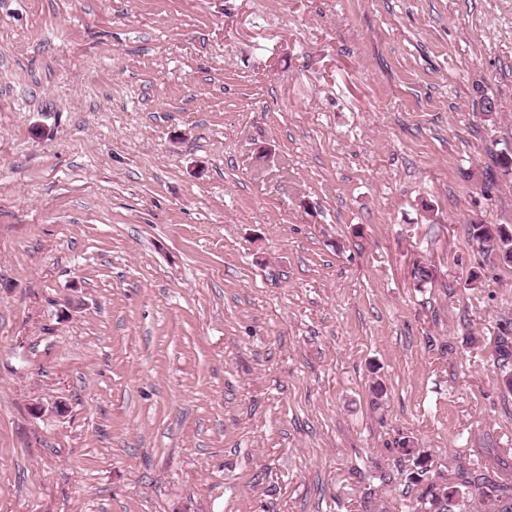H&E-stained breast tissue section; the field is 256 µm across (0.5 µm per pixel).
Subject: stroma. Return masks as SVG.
<instances>
[{
  "label": "stroma",
  "instance_id": "35a3bbf8",
  "mask_svg": "<svg viewBox=\"0 0 512 512\" xmlns=\"http://www.w3.org/2000/svg\"><path fill=\"white\" fill-rule=\"evenodd\" d=\"M507 147L512 0H0V512L512 480ZM469 238L484 257L504 265L512 264V225L511 224H470ZM500 257L504 260L500 261ZM493 364L503 387L512 393V324L504 322L495 337Z\"/></svg>",
  "mask_w": 512,
  "mask_h": 512
}]
</instances>
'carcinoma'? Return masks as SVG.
Here are the masks:
<instances>
[{
    "label": "carcinoma",
    "mask_w": 512,
    "mask_h": 512,
    "mask_svg": "<svg viewBox=\"0 0 512 512\" xmlns=\"http://www.w3.org/2000/svg\"><path fill=\"white\" fill-rule=\"evenodd\" d=\"M469 238L484 257L512 264L511 224H471ZM493 364L503 387L512 393V324H501L495 337ZM399 452L408 462L401 469L407 488L416 495L407 505L408 512H468L478 500L494 507V512H512V486L497 481L478 464L460 465L450 479L440 472L431 473L429 457L411 440L401 442Z\"/></svg>",
    "instance_id": "1"
}]
</instances>
